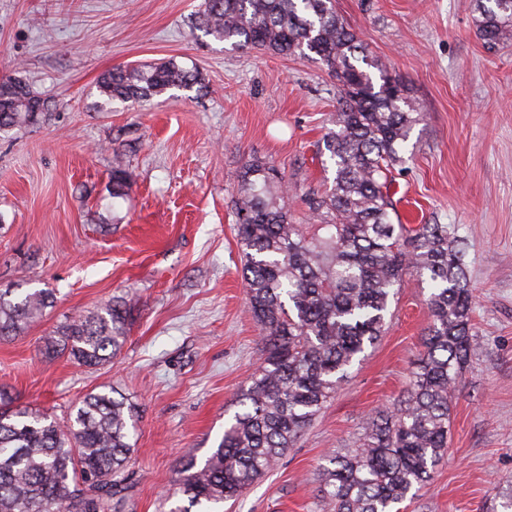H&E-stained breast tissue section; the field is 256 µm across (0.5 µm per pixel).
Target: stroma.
Here are the masks:
<instances>
[{
	"instance_id": "35a3bbf8",
	"label": "stroma",
	"mask_w": 512,
	"mask_h": 512,
	"mask_svg": "<svg viewBox=\"0 0 512 512\" xmlns=\"http://www.w3.org/2000/svg\"><path fill=\"white\" fill-rule=\"evenodd\" d=\"M203 0H0V78L44 100L37 124L0 137V288H50L54 304L0 340V389L64 418L114 388L138 410L122 512H170L184 449L205 458L258 362L231 200L251 160L273 164L301 202L333 179L322 137L337 81L318 56L232 50L198 30ZM423 120L393 169L401 223L453 224L469 245L481 346L463 371L449 448L402 512H494L512 483V38L488 48L473 0H336ZM176 59L204 92L103 107L119 65ZM131 174L124 198L112 169ZM426 277L406 275L378 345L276 467L224 512H325L319 467L402 399L429 325ZM128 335L108 363L47 356L65 321L111 301Z\"/></svg>"
}]
</instances>
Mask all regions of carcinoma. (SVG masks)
Returning <instances> with one entry per match:
<instances>
[{
	"mask_svg": "<svg viewBox=\"0 0 512 512\" xmlns=\"http://www.w3.org/2000/svg\"><path fill=\"white\" fill-rule=\"evenodd\" d=\"M477 30L495 45L512 35V0H476ZM198 27L233 50L319 57L338 82L336 113L323 138L334 168L329 189L303 195L312 223L294 224L288 183L273 165H245L233 200L248 309L259 327L260 363L236 396L239 407L204 463L179 458L171 512H217L272 470L293 447L350 368L382 336L409 272L427 276L430 326L403 399L381 411L355 448L321 467L327 512H399L432 479L448 448L451 403L477 349L466 247L453 224H395L388 174L423 120L409 89L369 57L335 0H204ZM379 72L374 82L369 69ZM206 88L197 69L169 59L116 66L99 82L105 103L136 104L172 89ZM44 102L21 79L0 80V134L35 124ZM130 175L112 168V198ZM0 289V339L18 335L53 305L33 289L14 302ZM127 310L109 303L46 338L48 355L95 367L126 340ZM136 406L111 388L89 393L69 417L51 416L0 393V512H118L133 451Z\"/></svg>",
	"mask_w": 512,
	"mask_h": 512,
	"instance_id": "cac0c4a2",
	"label": "carcinoma"
}]
</instances>
